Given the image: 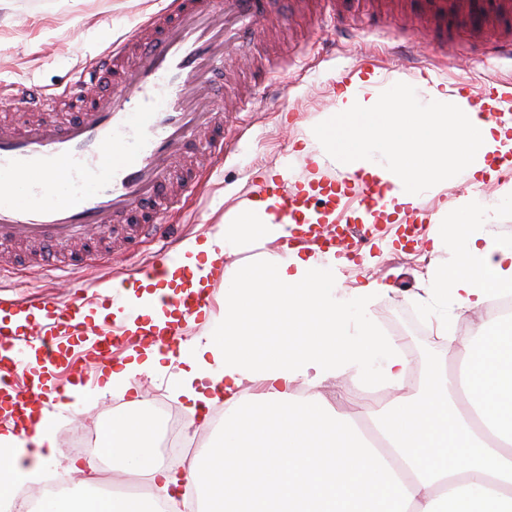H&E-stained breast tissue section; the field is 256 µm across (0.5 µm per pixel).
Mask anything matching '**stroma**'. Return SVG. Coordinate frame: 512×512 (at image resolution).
Instances as JSON below:
<instances>
[{"instance_id":"stroma-1","label":"stroma","mask_w":512,"mask_h":512,"mask_svg":"<svg viewBox=\"0 0 512 512\" xmlns=\"http://www.w3.org/2000/svg\"><path fill=\"white\" fill-rule=\"evenodd\" d=\"M167 0H0V85H38L48 90L65 87L90 56L102 52L124 36L138 18L163 8ZM262 21L248 27L240 48L227 59V78H216L208 90V102L216 112L249 96L259 74L252 65L261 57L265 65H277L278 79L249 112H225L227 133L233 145L211 170L207 190L172 223L170 235L190 237L215 232L244 206L257 183L258 172L287 166L290 181L298 187L314 184L322 175L352 188L341 165L317 167L304 147L314 135L318 120L333 110L344 86L338 74L389 79L398 75L435 74L436 64L418 35L417 22L404 26L403 38L388 40L385 31L393 19L376 0H308L307 6L289 0H261ZM451 81L449 90L470 95L492 78L512 76V61L498 59L475 32L462 31L443 64ZM425 227L417 240L404 236L400 224H382L369 254L359 255L339 271L341 294L350 296L369 280H383L390 289L370 306V317L386 336L407 337L420 378L441 368L456 367L447 343H431L424 326L427 308L419 297L428 278L413 265L417 254H430V235ZM162 237L142 243L133 253L115 250L110 261L76 264L66 280L33 272L11 262L0 263V299L25 300L46 296L65 302L72 294L93 301L112 279L133 274L140 263L157 255ZM173 372L144 374L138 393H91L77 413L53 414L50 434L60 460L69 461L67 435L71 430L103 433L106 421L128 415L145 421L165 434L164 417L155 407V396L166 392L167 402L187 421V438L194 448L215 439L214 420H202L187 404L169 392Z\"/></svg>"}]
</instances>
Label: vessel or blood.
<instances>
[{
    "label": "vessel or blood",
    "mask_w": 512,
    "mask_h": 512,
    "mask_svg": "<svg viewBox=\"0 0 512 512\" xmlns=\"http://www.w3.org/2000/svg\"><path fill=\"white\" fill-rule=\"evenodd\" d=\"M415 18L434 26L456 18L480 32L494 54L512 59V0H413ZM260 13L257 0H224L214 11L210 0H169L157 12L141 17L132 30L89 59L61 91L32 87H0V95L19 100L28 112H48L75 103L79 114L66 122L39 121L20 128L0 123V244L26 243L40 248L41 268L72 242L119 235L135 249L156 229L152 206L182 209L191 195L208 183L207 166L179 169L189 147L216 158L228 147L224 120L208 111L204 93L222 73L228 50ZM39 183L27 188L29 203L15 201L9 184L29 173ZM274 223L298 224L306 211L344 213L349 207L378 215L383 194L358 180L353 192L337 189L333 178L300 190L288 178L257 186ZM368 238L364 225H352L349 238L335 246L337 259L348 258ZM160 262L141 264L130 283L137 289L168 284L176 267V240ZM160 302L169 321L150 330V341L167 348L183 336L182 324L214 307V292L200 287L183 293L168 284ZM104 316L87 324L83 306L73 302L56 309L32 301L0 303V352L9 353V378L0 377V405L11 407L17 427L34 434V425L20 415L28 401L52 395L60 408L70 400L67 383L34 384L30 395L18 394L14 377H35L71 359L65 341L92 336L89 352L95 361L110 359L119 335L109 315L111 294H98ZM20 336L40 337L39 353L28 358L16 342Z\"/></svg>",
    "instance_id": "vessel-or-blood-1"
}]
</instances>
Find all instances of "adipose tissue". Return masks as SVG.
Returning <instances> with one entry per match:
<instances>
[{
  "instance_id": "adipose-tissue-1",
  "label": "adipose tissue",
  "mask_w": 512,
  "mask_h": 512,
  "mask_svg": "<svg viewBox=\"0 0 512 512\" xmlns=\"http://www.w3.org/2000/svg\"><path fill=\"white\" fill-rule=\"evenodd\" d=\"M385 87L386 97L371 79L348 85L318 124L310 153L318 165L338 162L376 178L388 212L415 209L449 178L475 180L488 161L512 154V126L488 116L497 101L474 108L420 75L392 77ZM504 201H512V180L494 200L461 197L468 218L433 238L434 252L451 247L456 255L454 266L437 264L427 279L434 319L444 329L452 310L481 317L476 333L447 337L454 379L437 374L405 393L399 339L369 323L367 304L386 284L372 280L344 297L334 254L270 252L254 268L225 265L224 304L208 330L174 354L150 346L106 377L126 392L137 376L175 364L176 395L196 410L224 409L214 443L179 471L157 457L151 428L113 417L104 453L149 483L152 497L48 491L36 512H182L184 487L195 490L198 512H512V327L489 309L493 294L512 293V240L496 224ZM258 224L265 243L285 235L264 204L250 203L205 239L183 242L181 266L207 276ZM112 293L124 315L163 325L154 294L134 293L120 278ZM378 354L393 393L386 403L359 402L350 416L317 393L326 379L366 374ZM299 380L310 392L297 398L290 387ZM246 382L259 394L241 395ZM55 459L45 431L27 442L13 422L1 424L0 512L17 485L41 482Z\"/></svg>"
}]
</instances>
